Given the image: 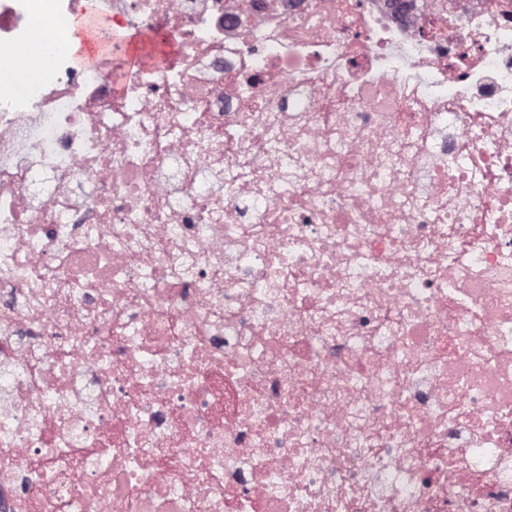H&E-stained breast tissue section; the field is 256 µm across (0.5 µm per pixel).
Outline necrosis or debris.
Instances as JSON below:
<instances>
[{
	"mask_svg": "<svg viewBox=\"0 0 512 512\" xmlns=\"http://www.w3.org/2000/svg\"><path fill=\"white\" fill-rule=\"evenodd\" d=\"M0 0V512H512V0ZM96 18L89 13L79 14L74 19L75 35L64 42H58L56 36V23H45L37 27L33 34L36 43L49 48H61L73 53L80 45V48L73 54L74 61L79 68L90 67L97 63L100 55L99 46L93 40V32L96 25ZM149 36L150 34L148 33L137 31L127 39L131 47L128 58L130 68L138 69L146 65L158 63V55L146 49L145 44L148 42Z\"/></svg>",
	"mask_w": 512,
	"mask_h": 512,
	"instance_id": "necrosis-or-debris-1",
	"label": "necrosis or debris"
}]
</instances>
